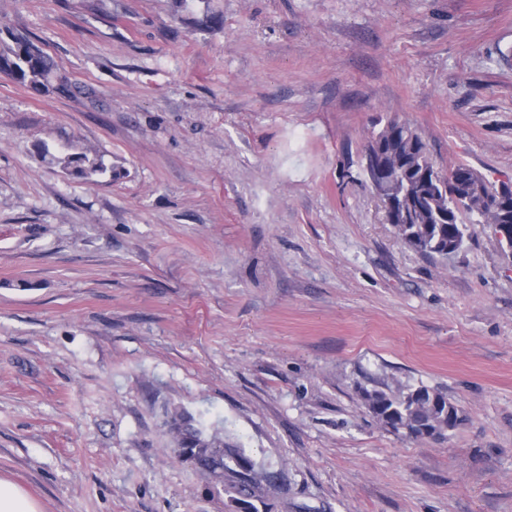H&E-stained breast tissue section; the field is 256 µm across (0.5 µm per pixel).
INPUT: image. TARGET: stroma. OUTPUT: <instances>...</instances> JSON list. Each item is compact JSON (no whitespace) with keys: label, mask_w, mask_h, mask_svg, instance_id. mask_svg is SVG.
Returning <instances> with one entry per match:
<instances>
[{"label":"stroma","mask_w":512,"mask_h":512,"mask_svg":"<svg viewBox=\"0 0 512 512\" xmlns=\"http://www.w3.org/2000/svg\"><path fill=\"white\" fill-rule=\"evenodd\" d=\"M85 98L0 75V477L41 512H238L168 425L283 472L269 512H512V250L404 245L379 120L512 181V0H0ZM87 152V181L51 155ZM438 388L447 440L360 387ZM381 152L380 149L376 147V152H367L363 159V167L369 173L370 182L378 194V196L383 197L385 200V206L387 211L392 217V220L395 222L396 215L400 209H402V201L398 200L394 197H386L383 193L382 188L379 186V176L381 174Z\"/></svg>","instance_id":"35a3bbf8"}]
</instances>
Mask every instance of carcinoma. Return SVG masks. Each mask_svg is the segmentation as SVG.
I'll use <instances>...</instances> for the list:
<instances>
[{
	"mask_svg": "<svg viewBox=\"0 0 512 512\" xmlns=\"http://www.w3.org/2000/svg\"><path fill=\"white\" fill-rule=\"evenodd\" d=\"M9 41L0 40V65L12 68V79L34 90L54 85L63 91L86 93L54 68L48 55L30 38L13 32ZM395 143L411 154L399 167L388 173L397 192L414 197L412 223L397 232L408 247L428 256H436L451 246L462 249L466 239V223L501 224L502 212L495 209L497 187L466 163H456L441 170L412 127L390 119L367 141L374 138ZM64 169L76 168V176L90 179L106 172L102 160L85 153H72L59 159ZM360 397L377 418L392 421V428L409 429L418 437L426 430L438 439L462 421L461 409L448 395L435 388L418 386L393 392L383 388H359ZM172 440L181 449L179 457L210 479L209 487H222L224 494L239 505L242 512H269L267 497L281 492L277 475L247 459L239 449L224 445L216 437L207 438L193 429L183 433L180 427L170 429Z\"/></svg>",
	"mask_w": 512,
	"mask_h": 512,
	"instance_id": "obj_1",
	"label": "carcinoma"
}]
</instances>
